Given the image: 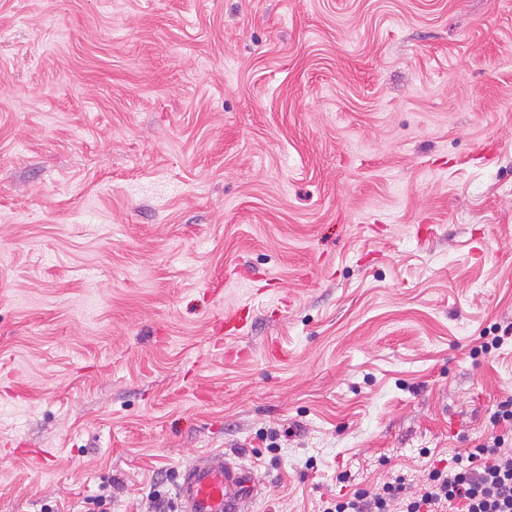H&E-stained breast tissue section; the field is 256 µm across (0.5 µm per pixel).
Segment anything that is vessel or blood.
Here are the masks:
<instances>
[{"label": "vessel or blood", "mask_w": 512, "mask_h": 512, "mask_svg": "<svg viewBox=\"0 0 512 512\" xmlns=\"http://www.w3.org/2000/svg\"><path fill=\"white\" fill-rule=\"evenodd\" d=\"M175 489L178 512H247L253 483L247 469L202 456L180 473Z\"/></svg>", "instance_id": "obj_1"}]
</instances>
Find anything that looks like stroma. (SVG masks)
<instances>
[{"label": "stroma", "mask_w": 512, "mask_h": 512, "mask_svg": "<svg viewBox=\"0 0 512 512\" xmlns=\"http://www.w3.org/2000/svg\"><path fill=\"white\" fill-rule=\"evenodd\" d=\"M508 326L512 0H0V512L417 492ZM175 489L178 512H246L254 491L247 469L211 456L186 467Z\"/></svg>", "instance_id": "35a3bbf8"}]
</instances>
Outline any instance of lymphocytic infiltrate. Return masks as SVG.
Wrapping results in <instances>:
<instances>
[{"instance_id":"f902f5d3","label":"lymphocytic infiltrate","mask_w":512,"mask_h":512,"mask_svg":"<svg viewBox=\"0 0 512 512\" xmlns=\"http://www.w3.org/2000/svg\"><path fill=\"white\" fill-rule=\"evenodd\" d=\"M491 434L446 465H431L420 492L402 478L337 496L333 512H512V397L490 416Z\"/></svg>"}]
</instances>
